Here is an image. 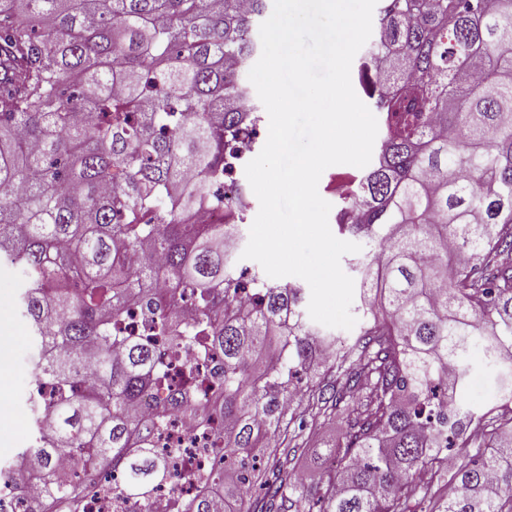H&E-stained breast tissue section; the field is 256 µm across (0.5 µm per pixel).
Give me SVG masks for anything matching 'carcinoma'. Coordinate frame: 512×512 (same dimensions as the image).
<instances>
[{"label":"carcinoma","mask_w":512,"mask_h":512,"mask_svg":"<svg viewBox=\"0 0 512 512\" xmlns=\"http://www.w3.org/2000/svg\"><path fill=\"white\" fill-rule=\"evenodd\" d=\"M269 0H0V264L21 270L31 366L52 394L29 398L52 432L30 449L57 504L60 474L109 460L133 512H150L167 461L134 407L167 385L160 347L224 360L196 402L232 449L191 512H512V0H381L369 51L388 94L375 161L336 210L338 233L368 246L358 336L303 319L304 289L229 264L247 203L215 193L218 167L261 116L242 73L259 52ZM197 176L186 189V175ZM233 224H198L206 207ZM452 253L443 254L445 243ZM248 288L256 302L238 299ZM155 305L148 339L126 308ZM330 383L304 411L346 416L336 463L311 490L288 471L290 406L316 347ZM502 369L497 403L464 404L471 349ZM211 383L190 370L155 415ZM457 448L469 460L449 471ZM475 454H469V449ZM433 472L436 497L417 479Z\"/></svg>","instance_id":"1"}]
</instances>
